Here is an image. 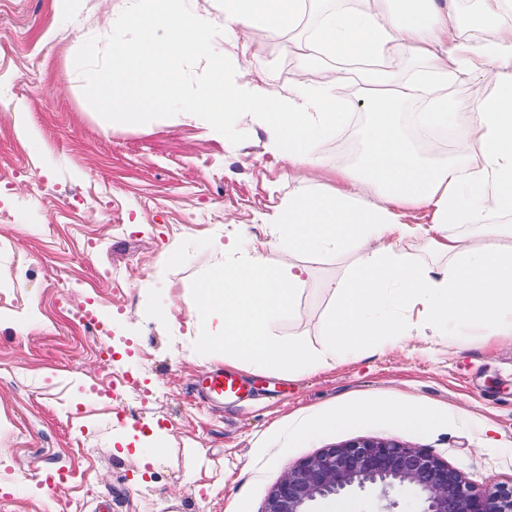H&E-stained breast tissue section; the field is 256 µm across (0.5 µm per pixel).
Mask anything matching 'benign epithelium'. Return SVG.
Returning a JSON list of instances; mask_svg holds the SVG:
<instances>
[{
    "label": "benign epithelium",
    "instance_id": "benign-epithelium-1",
    "mask_svg": "<svg viewBox=\"0 0 512 512\" xmlns=\"http://www.w3.org/2000/svg\"><path fill=\"white\" fill-rule=\"evenodd\" d=\"M366 487L412 493L422 502L421 512H512V485L479 489L427 451L383 439L323 448L290 466L272 487L263 512H312L320 499Z\"/></svg>",
    "mask_w": 512,
    "mask_h": 512
}]
</instances>
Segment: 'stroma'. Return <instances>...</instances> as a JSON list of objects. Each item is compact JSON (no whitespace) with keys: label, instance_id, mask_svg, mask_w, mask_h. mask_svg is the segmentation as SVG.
I'll use <instances>...</instances> for the list:
<instances>
[{"label":"stroma","instance_id":"stroma-1","mask_svg":"<svg viewBox=\"0 0 512 512\" xmlns=\"http://www.w3.org/2000/svg\"><path fill=\"white\" fill-rule=\"evenodd\" d=\"M125 0H0V512H262L292 464L357 438L425 449L476 487L512 482V337L435 339L418 327L377 354L298 375L239 371L252 387L214 407L196 387L211 368L197 355L196 285L217 243H266L255 222L305 186L307 171L266 147L244 114L223 138L161 115L104 130L101 106L73 73L110 64L112 21ZM305 31L257 35L251 66L272 91L291 85ZM370 77L338 88L348 114L326 137L332 164L356 165L371 118ZM178 262L165 264L172 247ZM295 310L271 326L283 342L324 346L329 283L351 255L312 253ZM421 401L427 428L386 413ZM341 403L380 411L326 425ZM159 428L162 451L132 432ZM64 470L66 489L45 488ZM419 512L413 496L367 488L348 512Z\"/></svg>","mask_w":512,"mask_h":512}]
</instances>
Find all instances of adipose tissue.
I'll return each instance as SVG.
<instances>
[{"mask_svg": "<svg viewBox=\"0 0 512 512\" xmlns=\"http://www.w3.org/2000/svg\"><path fill=\"white\" fill-rule=\"evenodd\" d=\"M311 2L220 0L224 36L236 39L244 60L229 78L223 58L206 52L209 15L189 11L187 0H128L115 22L109 69L89 76L105 109V129L143 125L176 104L184 119L220 137L226 120L244 113L266 128L272 152L308 173L306 187L262 217L276 234L281 261L268 263L261 242L200 280L195 323L202 331L201 358L300 373L334 367L347 352L381 351L386 339L407 337L415 319L435 331L453 326L461 336L475 329L488 336L512 332V224L487 221L492 209L512 214V13L505 0H479L469 22L495 34L478 44L461 40L446 0H366L362 6L347 0L322 15L300 47L302 59L329 55L373 66L409 56L423 63L395 91L373 99L363 159L354 167L332 166L320 151L346 121L335 91L349 79L345 69L327 72L315 85L298 77L272 94L245 63L255 49L252 34L294 26ZM191 59L207 72L192 95L181 78L182 62ZM486 73L494 77L493 98L475 105L449 99V83ZM423 96L428 105L419 122L454 132L456 162H426L398 127L401 104ZM476 145L478 164L471 161ZM329 177L334 193L317 191ZM416 211L444 227L470 225L481 245L444 234L430 245L447 255L446 267L412 260L402 243L425 234L410 220ZM316 252L358 256L347 276L329 285L334 303L317 354L270 332L274 320L293 311L309 276L300 254Z\"/></svg>", "mask_w": 512, "mask_h": 512, "instance_id": "adipose-tissue-1", "label": "adipose tissue"}]
</instances>
